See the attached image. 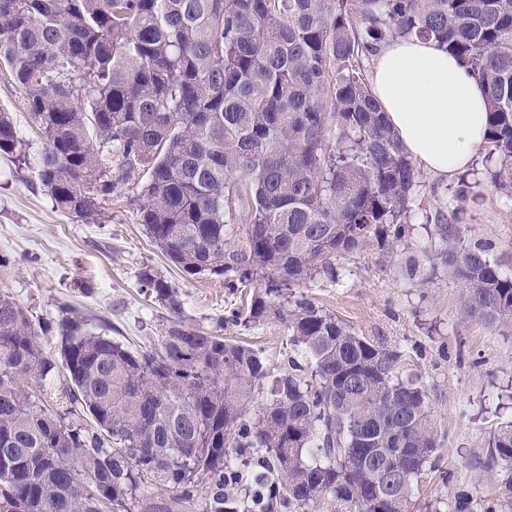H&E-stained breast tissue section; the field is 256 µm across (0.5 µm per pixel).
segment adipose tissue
I'll list each match as a JSON object with an SVG mask.
<instances>
[{"mask_svg": "<svg viewBox=\"0 0 512 512\" xmlns=\"http://www.w3.org/2000/svg\"><path fill=\"white\" fill-rule=\"evenodd\" d=\"M372 91L411 158L428 171L463 173L486 144L481 88L434 41L387 43L374 57Z\"/></svg>", "mask_w": 512, "mask_h": 512, "instance_id": "1", "label": "adipose tissue"}]
</instances>
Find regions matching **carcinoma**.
Instances as JSON below:
<instances>
[{
  "instance_id": "1",
  "label": "carcinoma",
  "mask_w": 512,
  "mask_h": 512,
  "mask_svg": "<svg viewBox=\"0 0 512 512\" xmlns=\"http://www.w3.org/2000/svg\"><path fill=\"white\" fill-rule=\"evenodd\" d=\"M433 39L484 89L495 186L512 192V0H0V63L23 90L56 207L95 221L132 184L139 223L183 277H224L241 305L204 326L177 289L150 345L51 322L0 291V512H425L438 470L421 373L304 288L336 259L394 253L418 169L364 62ZM0 112V155L26 160ZM426 254L468 311L512 323V269L467 225ZM275 322L280 365L224 336ZM56 339L59 355L44 338ZM62 379L55 407L47 384ZM512 466V425L487 441ZM459 490L453 512H512Z\"/></svg>"
}]
</instances>
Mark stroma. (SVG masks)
Instances as JSON below:
<instances>
[{"mask_svg": "<svg viewBox=\"0 0 512 512\" xmlns=\"http://www.w3.org/2000/svg\"><path fill=\"white\" fill-rule=\"evenodd\" d=\"M13 118L28 165L0 156V290L34 314L58 319L71 304L98 332L147 345L166 310L149 300L141 275L164 276L185 299L186 313L207 325L235 306L223 279H183L154 248L137 218L136 194L120 185L101 205L96 223L57 209L31 162L43 147L23 91L0 67V111ZM497 158L480 151L475 166L448 179L420 172L410 203V232L390 262L367 250L339 259L341 283L316 282L308 293L357 331L384 336L411 356L423 374L438 426L435 456L448 481L433 477L422 501L453 512L454 495L467 489L484 500L500 494L499 471L485 467V442L512 420V327H491L468 313L462 288L444 267L424 261L437 227L469 225V239H488L494 258L512 269V198L496 189ZM422 259L418 278L405 273L410 256Z\"/></svg>", "mask_w": 512, "mask_h": 512, "instance_id": "obj_1", "label": "stroma"}]
</instances>
